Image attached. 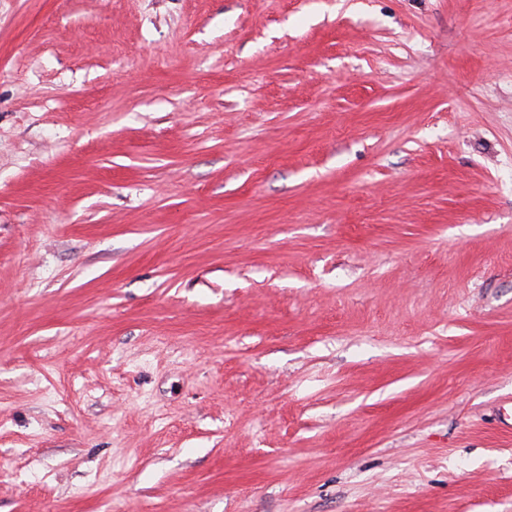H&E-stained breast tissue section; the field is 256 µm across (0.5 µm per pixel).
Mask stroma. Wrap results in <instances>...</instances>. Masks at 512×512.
Segmentation results:
<instances>
[{
  "instance_id": "obj_1",
  "label": "stroma",
  "mask_w": 512,
  "mask_h": 512,
  "mask_svg": "<svg viewBox=\"0 0 512 512\" xmlns=\"http://www.w3.org/2000/svg\"><path fill=\"white\" fill-rule=\"evenodd\" d=\"M512 0H0V512H512Z\"/></svg>"
}]
</instances>
